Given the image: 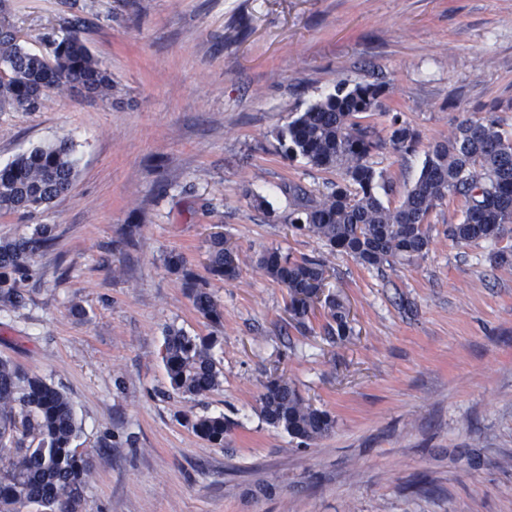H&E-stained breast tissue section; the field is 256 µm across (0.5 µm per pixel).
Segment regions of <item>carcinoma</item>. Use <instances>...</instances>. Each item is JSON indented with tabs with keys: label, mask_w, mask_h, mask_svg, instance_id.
I'll list each match as a JSON object with an SVG mask.
<instances>
[{
	"label": "carcinoma",
	"mask_w": 512,
	"mask_h": 512,
	"mask_svg": "<svg viewBox=\"0 0 512 512\" xmlns=\"http://www.w3.org/2000/svg\"><path fill=\"white\" fill-rule=\"evenodd\" d=\"M51 55L35 53L20 40L16 25L0 8V112H37L51 90L85 89L91 99L112 100V75L92 55L72 23L63 38L50 40ZM385 90L359 84L309 105L288 123L283 137L288 151L320 169H336L342 181L313 196L301 192L289 224L305 231L336 253L380 269L428 250L430 216L450 197L464 199L463 218L446 229L456 244L501 242L512 238V136L498 121L467 119L446 140L429 146L417 180L406 189L399 206L381 200L377 175L369 164L372 152L384 145L374 128L358 121L374 112ZM387 142L393 151H415L418 135L396 112ZM66 141L35 146L0 167V212H27L47 206L66 194L77 171ZM54 242L53 229L38 224L27 237L0 242V307L25 304L20 288L31 272L33 256ZM168 268L179 273L195 310L221 321L205 285L172 255ZM207 267L212 275L234 280L238 255L222 234L211 237ZM258 268L288 290L291 313L305 324L310 313V289L326 279L329 259L293 258L278 249L265 251ZM328 335L341 342L351 334L349 312L328 295L324 300ZM212 336L171 331L162 351L170 387L183 395L200 396L221 385V371L211 354ZM261 413L270 425L293 438L314 442L329 434L335 421L314 407L288 380L279 377L260 396ZM191 427L201 439L222 445L230 430L224 416H201ZM80 431L70 398L41 377L24 372L12 360L0 358V512H19L36 505L39 512H82L83 492L90 475L87 459L73 448Z\"/></svg>",
	"instance_id": "cac0c4a2"
}]
</instances>
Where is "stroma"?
<instances>
[{"label":"stroma","instance_id":"stroma-1","mask_svg":"<svg viewBox=\"0 0 512 512\" xmlns=\"http://www.w3.org/2000/svg\"><path fill=\"white\" fill-rule=\"evenodd\" d=\"M26 46L47 53L68 19L112 74V100L51 91L40 111L0 112V166L68 139L69 193L0 212V240L54 229L0 310V357L61 387L88 458L86 512H512V272L492 242L457 245L453 200L431 217L427 252L377 270L328 255L292 230L288 187L340 180L288 154V123L338 85L383 82L364 124L414 152L370 162L398 206L430 144L496 107L512 133V0H5ZM236 247L240 274L213 276L212 234ZM330 256L329 292L350 310L347 343L291 318L288 291L260 253ZM181 255L222 319L198 314ZM212 336L220 387L173 391L168 331ZM288 378L335 421L311 444L269 425L259 398ZM225 416L223 444L192 421ZM390 127L392 131L388 142L393 151L401 154L415 151L419 137L401 120L400 113H393L390 119Z\"/></svg>","mask_w":512,"mask_h":512}]
</instances>
